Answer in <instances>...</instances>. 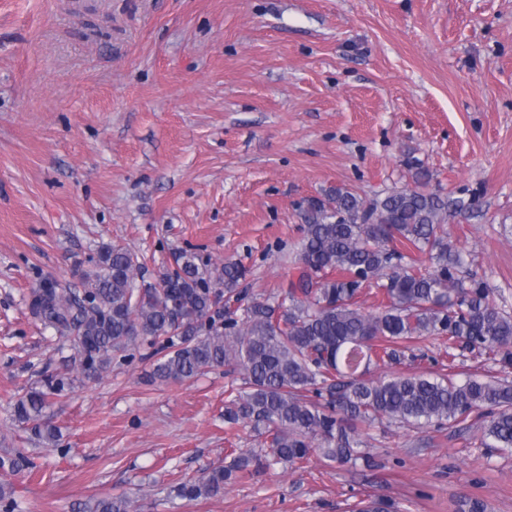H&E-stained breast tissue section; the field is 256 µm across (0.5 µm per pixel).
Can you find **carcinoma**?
<instances>
[{
  "label": "carcinoma",
  "mask_w": 512,
  "mask_h": 512,
  "mask_svg": "<svg viewBox=\"0 0 512 512\" xmlns=\"http://www.w3.org/2000/svg\"><path fill=\"white\" fill-rule=\"evenodd\" d=\"M448 202L418 187L370 202L346 188L311 205L301 228L297 280L275 298L241 287L244 267L196 263L185 252L163 274L164 287L140 288L142 267L130 249H99L80 288L42 290L30 311L46 328L73 342L83 373L99 376L113 356L139 342L161 344L149 378L177 382L220 367L242 372L244 387L224 399V423H243L264 438L270 455L241 451L230 464L203 471L177 493L195 501L224 494L238 472L268 460L299 468L316 450L344 464L366 446V429L383 420L407 427L459 425L468 430L478 410L484 445L512 450V381L469 377L369 376L370 366L398 363L412 343L477 349L512 367V314L489 300L477 270L464 268L444 230ZM375 285L381 303L359 304ZM73 380L47 375L13 403V421L42 440L49 398ZM36 463L18 451L0 457L6 473ZM94 512H130L123 497L103 498Z\"/></svg>",
  "instance_id": "carcinoma-1"
}]
</instances>
